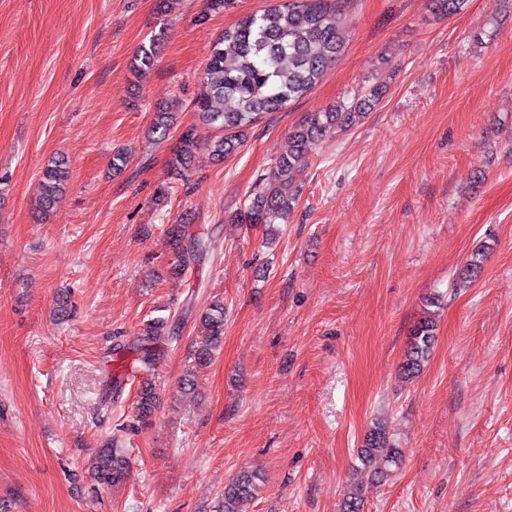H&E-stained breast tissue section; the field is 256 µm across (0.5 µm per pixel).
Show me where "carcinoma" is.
I'll list each match as a JSON object with an SVG mask.
<instances>
[{
	"instance_id": "carcinoma-1",
	"label": "carcinoma",
	"mask_w": 512,
	"mask_h": 512,
	"mask_svg": "<svg viewBox=\"0 0 512 512\" xmlns=\"http://www.w3.org/2000/svg\"><path fill=\"white\" fill-rule=\"evenodd\" d=\"M430 2L436 13L452 16L463 10L467 0ZM344 10V0H276L274 5L248 13L224 30L213 43L203 70L204 91L193 102L199 120L220 132L206 145L213 158L221 161L234 155L255 123L284 110L290 101L313 88L341 50ZM165 36L166 28L162 27L137 48L131 62L134 77L139 78L153 68ZM382 94V88L374 86L348 105L308 113L290 131L288 152L276 159L269 173L255 185L250 203L231 219L238 224L262 227L268 233L272 232V225L286 223L300 193L296 177L301 160L323 137L353 125L379 102ZM175 121L172 105L168 102L160 105L154 112L150 133L159 140L164 139ZM200 149L195 128L185 127L169 161L170 177L189 183L194 175L195 155ZM69 176V166L63 158L43 168L38 184V205L42 212L47 213L57 205L66 191ZM166 236L173 253L169 275L178 282L196 262L201 243L181 220L169 225ZM482 269L483 253L477 252L463 270V282L478 278ZM435 330L436 323L429 315L414 326L402 363L406 377H416L429 360ZM170 333L167 321L153 319L145 323L137 336L136 346L141 351L139 371L145 379L140 383L136 414L121 428L124 433L137 431L155 411L156 392L152 381L155 354L150 346ZM223 335L224 301L218 298L200 315L194 366H203L211 360ZM119 442L120 437L114 436L98 449L88 469L91 481L112 486L125 479L128 461ZM357 457L362 466H373L375 473L382 475L390 466L398 464L400 452L390 446L387 427L376 423L365 434ZM259 480L261 477L254 473L239 474L224 487L219 512H243L244 503L254 498ZM362 507V489L356 485L343 498V512H361Z\"/></svg>"
}]
</instances>
